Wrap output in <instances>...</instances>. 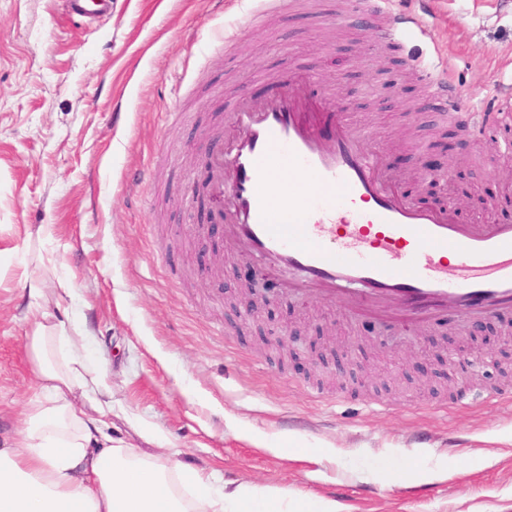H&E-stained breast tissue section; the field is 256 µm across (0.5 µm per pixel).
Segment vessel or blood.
Wrapping results in <instances>:
<instances>
[{
	"label": "vessel or blood",
	"mask_w": 512,
	"mask_h": 512,
	"mask_svg": "<svg viewBox=\"0 0 512 512\" xmlns=\"http://www.w3.org/2000/svg\"><path fill=\"white\" fill-rule=\"evenodd\" d=\"M69 14L91 22L112 0H64ZM382 37L393 40L417 23L386 10ZM314 72L278 79L265 99L238 96L232 135L209 141V194L224 240L240 246L281 294L316 295L349 317L372 316L387 327L422 330L456 313L479 322L512 310V222L458 221L454 207L425 206L402 195L370 132L336 119L322 133V111L335 101L312 99ZM447 99L455 117L458 91L426 82L422 105ZM512 96L470 115L480 132ZM466 275L448 280L449 255Z\"/></svg>",
	"instance_id": "1"
}]
</instances>
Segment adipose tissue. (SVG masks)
I'll use <instances>...</instances> for the list:
<instances>
[{
    "mask_svg": "<svg viewBox=\"0 0 512 512\" xmlns=\"http://www.w3.org/2000/svg\"><path fill=\"white\" fill-rule=\"evenodd\" d=\"M33 312L26 348L38 388L23 422L0 435V512H336L333 501L290 504L287 496L240 484L217 471L146 451L159 434L136 440L107 431L113 390L106 359L78 351L64 321L43 312L57 289L28 280Z\"/></svg>",
    "mask_w": 512,
    "mask_h": 512,
    "instance_id": "adipose-tissue-1",
    "label": "adipose tissue"
}]
</instances>
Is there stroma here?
Instances as JSON below:
<instances>
[{"label":"stroma","mask_w":512,"mask_h":512,"mask_svg":"<svg viewBox=\"0 0 512 512\" xmlns=\"http://www.w3.org/2000/svg\"><path fill=\"white\" fill-rule=\"evenodd\" d=\"M393 6L421 24L383 51L385 18L358 0H224L220 13L212 0H114L90 26L61 0H0L1 434L36 392L26 274L60 289L47 312L109 358L113 439L145 424L189 466L336 512H512V318L465 339L479 383L462 402L438 357L455 314L406 356L369 342L374 320L314 300L231 305L243 258L222 229L215 251L197 237L211 205L203 131L239 93L265 96L274 77L316 66L312 95L347 102L405 191L425 164L416 144L453 131L438 109L418 110L423 74L461 90L465 113L512 88V0ZM250 10L262 25L243 27ZM463 158L471 197L457 217L492 220L476 198L501 190L512 120ZM42 224L52 236L36 237ZM275 319L335 343L353 378L263 347Z\"/></svg>","instance_id":"obj_1"}]
</instances>
